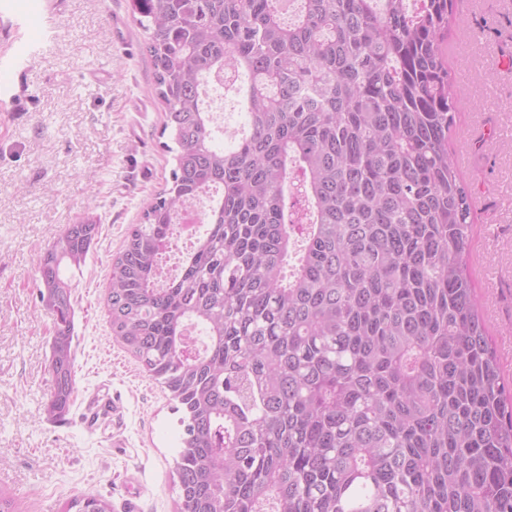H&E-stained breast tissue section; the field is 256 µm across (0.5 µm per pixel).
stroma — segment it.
<instances>
[{
    "label": "stroma",
    "instance_id": "stroma-1",
    "mask_svg": "<svg viewBox=\"0 0 512 512\" xmlns=\"http://www.w3.org/2000/svg\"><path fill=\"white\" fill-rule=\"evenodd\" d=\"M456 20V127L495 138L459 168L477 206L471 277L512 384V0H457ZM38 30L36 55L0 86V492L14 512H66L89 490L112 512H175L182 407L114 340L104 305L112 256L174 167L146 35L128 0H60L50 17L33 0H0V55ZM88 215L101 233L74 279L76 398L52 420L39 261ZM104 393L121 412L90 424L86 404Z\"/></svg>",
    "mask_w": 512,
    "mask_h": 512
}]
</instances>
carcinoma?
<instances>
[{"label":"carcinoma","mask_w":512,"mask_h":512,"mask_svg":"<svg viewBox=\"0 0 512 512\" xmlns=\"http://www.w3.org/2000/svg\"><path fill=\"white\" fill-rule=\"evenodd\" d=\"M131 2L175 165L104 303L182 406L176 512H512V388L448 150L454 0ZM226 92L243 134L222 142ZM203 198L208 229L164 280L180 212ZM100 229L69 224L40 259L53 420L76 392L63 268ZM68 509L112 505L89 491Z\"/></svg>","instance_id":"carcinoma-1"}]
</instances>
